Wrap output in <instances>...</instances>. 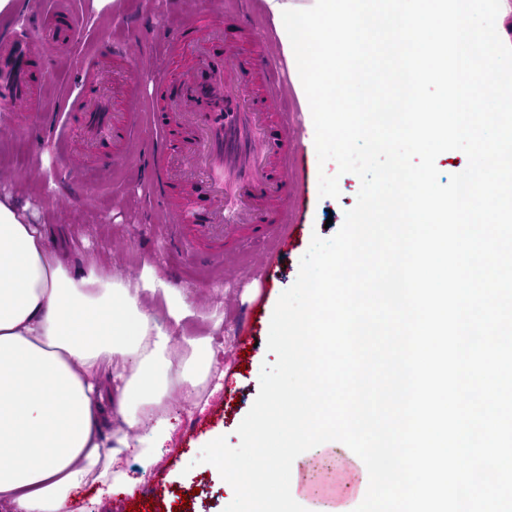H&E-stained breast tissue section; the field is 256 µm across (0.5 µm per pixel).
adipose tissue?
Returning <instances> with one entry per match:
<instances>
[{
    "mask_svg": "<svg viewBox=\"0 0 512 512\" xmlns=\"http://www.w3.org/2000/svg\"><path fill=\"white\" fill-rule=\"evenodd\" d=\"M23 189L0 191V512H69L82 484L123 481L119 455L151 457L171 435L170 375L185 397L209 379L204 337L175 350L170 327L192 313L162 274L138 282L64 263L33 221ZM166 304V325L149 306ZM117 416L104 432L105 384Z\"/></svg>",
    "mask_w": 512,
    "mask_h": 512,
    "instance_id": "ef3b65f1",
    "label": "adipose tissue"
}]
</instances>
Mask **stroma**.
Wrapping results in <instances>:
<instances>
[{"instance_id":"35a3bbf8","label":"stroma","mask_w":512,"mask_h":512,"mask_svg":"<svg viewBox=\"0 0 512 512\" xmlns=\"http://www.w3.org/2000/svg\"><path fill=\"white\" fill-rule=\"evenodd\" d=\"M195 2L125 0L122 13L107 9L96 17L86 0H72L83 19L80 48L92 51L96 40L105 36L130 38L139 93L142 101H150L158 79L171 86L180 80L181 63L167 64L163 50ZM37 82L44 91L41 110L24 116L23 131L0 126V185H26L33 207L51 211L48 245L59 254H90L103 272L132 281L155 271L178 270L175 286L193 302L195 314L183 321L174 337L211 335L224 373L219 386L204 385L197 408L182 401L177 387H170L166 404L176 428L173 441L151 458H126L132 487L116 485L106 495L94 483L77 489L72 512H124L119 500L124 493L138 505V512H224L231 497L220 473L199 463L200 451L216 433L230 446L238 445L237 429L258 395L262 366L275 360L267 350L275 304L296 281L312 237L328 239L339 231L345 211L356 203L361 180L353 173L338 174L334 162L319 164L307 135L312 115L301 111L292 84L283 85L280 93L289 111L302 114L291 167L298 204L289 211L280 237L225 243L223 256L204 267L175 248L174 222L152 194L144 160V148L155 134L152 112L144 111L139 136L105 175L88 174L90 199H69L60 194L58 183L64 139L74 136L76 122L65 119L62 102L80 98L79 78L61 54L51 66L38 70ZM323 173L337 176L338 197H320L318 179Z\"/></svg>"}]
</instances>
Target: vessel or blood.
<instances>
[{"label":"vessel or blood","instance_id":"1","mask_svg":"<svg viewBox=\"0 0 512 512\" xmlns=\"http://www.w3.org/2000/svg\"><path fill=\"white\" fill-rule=\"evenodd\" d=\"M81 25L71 12L55 10L39 28H0V114L16 115L17 104L38 109L34 67L51 48L72 45ZM224 19L200 6L198 16L171 41L169 53L191 50L196 64L187 66L174 95L161 98L157 126L175 121L179 152L170 155L163 139L147 148L151 185L162 202L180 197L181 221L175 239L200 261L236 229L253 236H278L288 218V110L278 87L279 69L260 48L226 58ZM101 64L83 75L91 101L81 115L76 158L98 166L112 162V146L136 126L132 112L116 111L104 93L108 63L128 57L122 41H105ZM266 78L265 90L253 95L254 75Z\"/></svg>","mask_w":512,"mask_h":512}]
</instances>
